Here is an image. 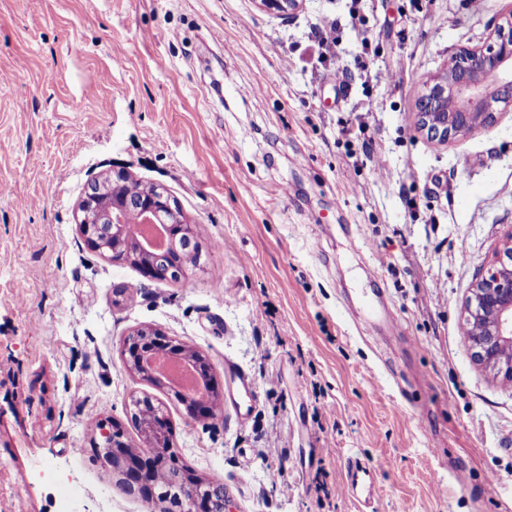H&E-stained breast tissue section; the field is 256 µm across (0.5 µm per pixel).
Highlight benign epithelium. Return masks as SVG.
I'll list each match as a JSON object with an SVG mask.
<instances>
[{
  "label": "benign epithelium",
  "instance_id": "benign-epithelium-1",
  "mask_svg": "<svg viewBox=\"0 0 512 512\" xmlns=\"http://www.w3.org/2000/svg\"><path fill=\"white\" fill-rule=\"evenodd\" d=\"M260 7L284 19L299 6V0H259ZM453 66L427 84L417 101L418 128L439 141L462 137L476 128L488 127L497 114L512 107V11L500 19L489 43L484 47H463L452 54ZM138 181L120 168L87 186L80 201L75 223L88 247L115 263H128L132 257L119 247H109L101 238L98 213L107 206L104 218L119 228L133 220L142 224H162L168 245L191 225L183 215L177 200L162 184L150 193L137 190ZM169 250H145L141 274L149 280H165L170 275L180 279L187 270L170 266ZM463 323L475 330L467 335L474 358L491 370L495 377L512 382V227L504 237L503 248L482 268L464 307ZM195 349L165 331L142 327L124 340L122 357L133 372L149 367L158 354L191 358ZM101 447L98 458L136 483L147 497L164 502L176 499L175 512H227L223 484L199 478L188 480L186 464L174 449L173 428L166 415L158 420L145 421L139 431L155 442L161 455L126 452L127 442L123 425L111 418L102 420ZM165 464L187 480L176 478L172 487H160L155 480L158 467Z\"/></svg>",
  "mask_w": 512,
  "mask_h": 512
}]
</instances>
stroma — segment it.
Instances as JSON below:
<instances>
[{
	"instance_id": "obj_1",
	"label": "stroma",
	"mask_w": 512,
	"mask_h": 512,
	"mask_svg": "<svg viewBox=\"0 0 512 512\" xmlns=\"http://www.w3.org/2000/svg\"><path fill=\"white\" fill-rule=\"evenodd\" d=\"M511 11L0 0V512H58L68 495L78 512H162L93 452L107 417L141 447L144 395L232 512H512V384L462 331L512 225V110L445 144L415 125L426 81ZM115 166L168 188L200 267L149 281L88 248L74 211ZM145 326L202 352L226 397L247 374L254 407L190 419L123 362ZM359 464L374 495L343 490Z\"/></svg>"
}]
</instances>
